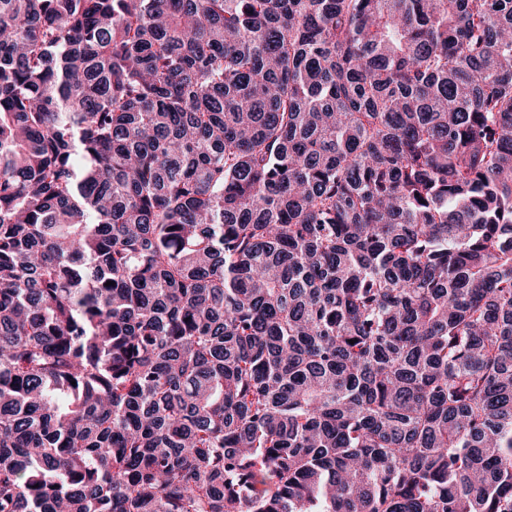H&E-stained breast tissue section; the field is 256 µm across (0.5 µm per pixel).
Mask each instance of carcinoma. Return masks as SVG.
<instances>
[{"mask_svg": "<svg viewBox=\"0 0 512 512\" xmlns=\"http://www.w3.org/2000/svg\"><path fill=\"white\" fill-rule=\"evenodd\" d=\"M0 512H512V0H0Z\"/></svg>", "mask_w": 512, "mask_h": 512, "instance_id": "obj_1", "label": "carcinoma"}]
</instances>
